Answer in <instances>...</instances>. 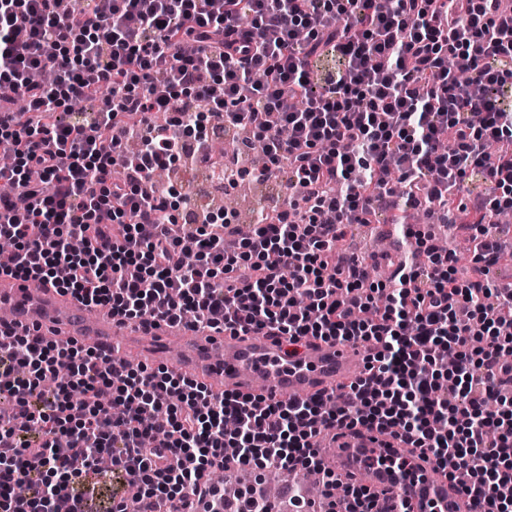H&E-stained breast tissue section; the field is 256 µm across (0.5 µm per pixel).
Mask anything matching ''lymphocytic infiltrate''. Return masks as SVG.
<instances>
[{
    "instance_id": "1",
    "label": "lymphocytic infiltrate",
    "mask_w": 512,
    "mask_h": 512,
    "mask_svg": "<svg viewBox=\"0 0 512 512\" xmlns=\"http://www.w3.org/2000/svg\"><path fill=\"white\" fill-rule=\"evenodd\" d=\"M199 49L182 51L188 37ZM51 70L54 81L30 80ZM0 263L120 322L161 321L377 344L362 376L305 402L215 393L166 370L60 348L29 332L0 345V512H85L100 456L126 489L112 512H224L213 471L321 472L317 438L374 427L454 466L486 512H512V289L488 225L512 211V0H0ZM96 111L62 120L75 100ZM247 128L264 167L213 158L200 116ZM207 164L219 179L290 176L287 208L240 236L233 211L177 223L188 194L154 174ZM121 167L122 177L112 175ZM478 181L482 193L456 196ZM466 216L469 255L408 229L424 265L391 283L336 258L378 207Z\"/></svg>"
}]
</instances>
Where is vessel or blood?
<instances>
[{
	"label": "vessel or blood",
	"mask_w": 512,
	"mask_h": 512,
	"mask_svg": "<svg viewBox=\"0 0 512 512\" xmlns=\"http://www.w3.org/2000/svg\"><path fill=\"white\" fill-rule=\"evenodd\" d=\"M0 306L12 309V329L50 335L60 346L87 342L116 358L131 346L145 361L162 360L169 372L196 378L216 391L247 394L263 377L267 393L307 401L362 370L360 356L345 344L305 338L291 346L268 334L233 336L182 323L126 327L106 309H92L51 288L31 290L4 274L0 275ZM330 445L334 453L323 458V468L343 484L373 488L380 506L404 498L414 512H482L480 501L463 493L460 479L431 476L430 465L421 460L412 462L413 469L424 475L420 481L361 467L354 451L377 447L375 431L357 427L331 438Z\"/></svg>",
	"instance_id": "vessel-or-blood-1"
}]
</instances>
